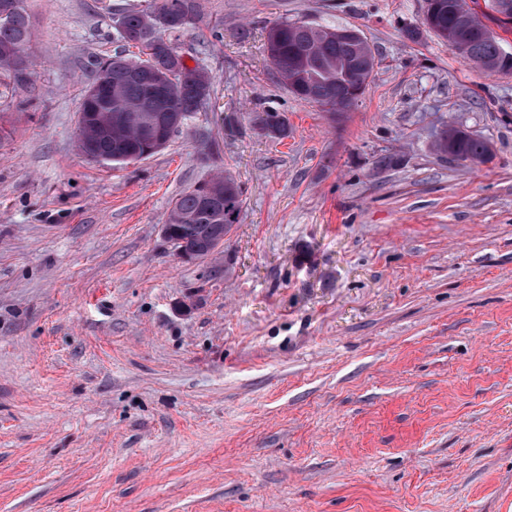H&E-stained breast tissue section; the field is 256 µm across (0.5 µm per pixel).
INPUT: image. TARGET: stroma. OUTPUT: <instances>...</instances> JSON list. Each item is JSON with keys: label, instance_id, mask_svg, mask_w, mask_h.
<instances>
[{"label": "stroma", "instance_id": "1", "mask_svg": "<svg viewBox=\"0 0 512 512\" xmlns=\"http://www.w3.org/2000/svg\"><path fill=\"white\" fill-rule=\"evenodd\" d=\"M133 2L29 0L33 84L0 93V512H512V70L426 0H200L177 45L210 104L93 162L78 112ZM285 18L374 49L349 111L276 78ZM447 127L492 158L449 161ZM220 170L241 222L182 260L171 202ZM458 0H426L424 25L448 43L456 53L488 71L511 70L512 52H508L468 5L466 16L457 8ZM253 121L255 126L261 130L265 136L278 139L288 136V121L279 112L267 111L256 113Z\"/></svg>", "mask_w": 512, "mask_h": 512}]
</instances>
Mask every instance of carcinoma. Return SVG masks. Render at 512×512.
<instances>
[{
	"mask_svg": "<svg viewBox=\"0 0 512 512\" xmlns=\"http://www.w3.org/2000/svg\"><path fill=\"white\" fill-rule=\"evenodd\" d=\"M502 0H484L488 13L504 26L512 24L511 8ZM458 0H426L424 25L456 53L488 71L511 70L508 52L478 14L459 12ZM119 39L135 47L134 57L108 56L97 60L96 76L110 79L112 87L92 83L85 91L77 132L78 151L88 159L123 165L131 156L157 153L120 129L125 106H138L173 120L180 129L202 111L215 93L208 68L190 67L172 54V41L201 22L198 0H150L145 8L131 6L113 18ZM35 25L24 0H0V83L12 88L31 84L30 45ZM347 27L281 20L266 31L265 48L271 67L288 91L303 102L317 103L330 112L337 105L349 109L364 95L375 66V52L361 33ZM255 126L271 138L288 137V121L279 112L254 116ZM437 147L465 165L482 163L490 154L489 141L460 128L440 133ZM242 190L230 175L203 180L180 194L171 205L168 223L174 225L177 247L188 254L200 251L216 228L229 234L241 222Z\"/></svg>",
	"mask_w": 512,
	"mask_h": 512,
	"instance_id": "1",
	"label": "carcinoma"
}]
</instances>
